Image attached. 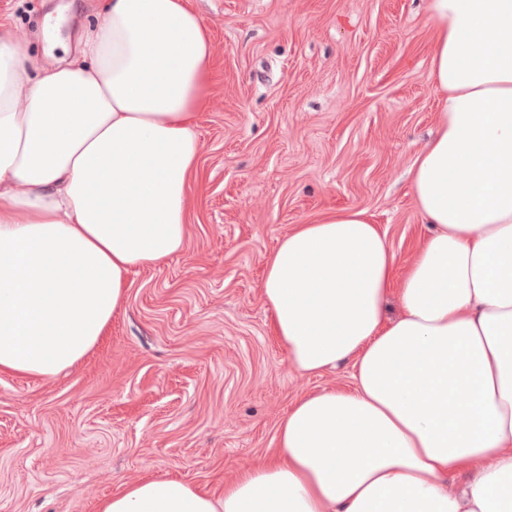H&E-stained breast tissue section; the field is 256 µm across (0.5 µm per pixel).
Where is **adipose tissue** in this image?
Listing matches in <instances>:
<instances>
[{
	"instance_id": "adipose-tissue-1",
	"label": "adipose tissue",
	"mask_w": 512,
	"mask_h": 512,
	"mask_svg": "<svg viewBox=\"0 0 512 512\" xmlns=\"http://www.w3.org/2000/svg\"><path fill=\"white\" fill-rule=\"evenodd\" d=\"M70 61L0 26V371L52 379L126 277L185 245L212 33L189 0H99ZM436 131L412 167L431 234L388 319L395 255L365 211L298 224L265 263L289 365L351 363L298 398L222 496L174 477L100 512H512V0H428ZM470 477L449 486V475Z\"/></svg>"
}]
</instances>
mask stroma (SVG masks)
<instances>
[{"label": "stroma", "instance_id": "35a3bbf8", "mask_svg": "<svg viewBox=\"0 0 512 512\" xmlns=\"http://www.w3.org/2000/svg\"><path fill=\"white\" fill-rule=\"evenodd\" d=\"M213 35L185 246L128 275L97 346L51 380L0 373V512H100L132 482L210 494L276 450L299 397L351 389L293 370L263 294L297 224L366 211L404 273L430 227L410 168L435 126L426 0H190ZM96 0H0L39 60L76 47Z\"/></svg>", "mask_w": 512, "mask_h": 512}]
</instances>
